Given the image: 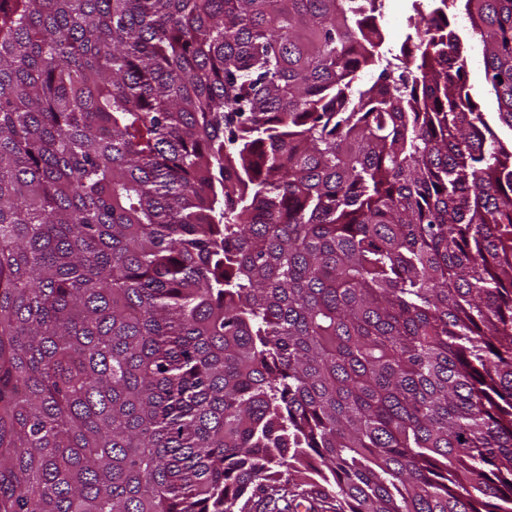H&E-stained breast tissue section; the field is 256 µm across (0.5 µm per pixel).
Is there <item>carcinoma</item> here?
<instances>
[{
    "label": "carcinoma",
    "mask_w": 512,
    "mask_h": 512,
    "mask_svg": "<svg viewBox=\"0 0 512 512\" xmlns=\"http://www.w3.org/2000/svg\"><path fill=\"white\" fill-rule=\"evenodd\" d=\"M512 0H0V512H512ZM413 0H386L383 15L380 18L385 40L381 52L391 57L399 54L400 46L409 32V17L414 14ZM457 30L460 33L464 43H467L470 55L469 64V85L471 86V94L474 99L481 105L486 112L488 119H493L491 112H496V102L494 97L489 93L488 86L484 79V68L482 60V52L477 36H473L469 21L464 13H459L456 18Z\"/></svg>",
    "instance_id": "carcinoma-1"
}]
</instances>
